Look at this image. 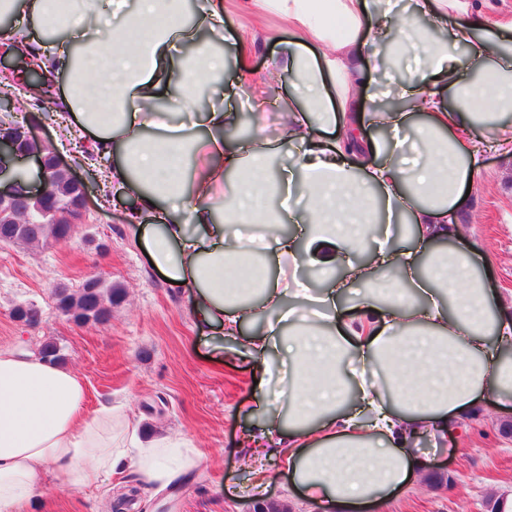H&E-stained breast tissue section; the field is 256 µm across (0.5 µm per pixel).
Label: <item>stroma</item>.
<instances>
[{"instance_id": "stroma-1", "label": "stroma", "mask_w": 512, "mask_h": 512, "mask_svg": "<svg viewBox=\"0 0 512 512\" xmlns=\"http://www.w3.org/2000/svg\"><path fill=\"white\" fill-rule=\"evenodd\" d=\"M225 27L259 35L241 46L224 41L229 81L239 63L264 68L280 49L275 34L287 24L274 15L259 21L234 7ZM15 97L24 115L36 119L38 142L54 145L86 185L90 218L66 241L0 245V347L35 354L43 342L56 341L66 366L86 387L85 416L122 405L141 441L179 437L200 455L188 479L163 489L129 469L76 489L52 467L40 474L29 512H111L121 493L131 497L123 512H247L259 499L285 512H324L299 499L281 473L272 474L264 492L255 491L244 446L245 431L258 422L245 411L260 377L254 361L236 342L217 343L213 329L198 323L190 295L171 288L153 266L128 222L134 200L113 204L101 186L98 162L71 153L67 129L52 116L51 98L36 101L21 89ZM451 230L448 243L478 250L488 288L512 317L511 155L483 153L468 204ZM90 276L125 291L104 324L74 322L53 298L57 283L76 290ZM29 304L41 312L34 326L11 316L16 306ZM415 450L427 457V472L372 512H487V500L512 495V395L480 401L454 421L447 438L420 435ZM440 475L445 483H437ZM229 487L234 495H226Z\"/></svg>"}]
</instances>
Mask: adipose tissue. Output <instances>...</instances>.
I'll use <instances>...</instances> for the list:
<instances>
[{
  "instance_id": "adipose-tissue-1",
  "label": "adipose tissue",
  "mask_w": 512,
  "mask_h": 512,
  "mask_svg": "<svg viewBox=\"0 0 512 512\" xmlns=\"http://www.w3.org/2000/svg\"><path fill=\"white\" fill-rule=\"evenodd\" d=\"M184 2L71 0L63 12L56 0H0V16L18 19L0 34L22 47L52 37L39 65L60 86L68 123L111 158L108 182L137 201L128 220L139 243L190 291L198 320L254 359L262 421L251 442L267 444L304 498L365 512L426 468L410 449L420 433L445 434L481 398L512 393V319L498 315L473 249L432 247L478 167L473 131L512 145L501 123L512 112V39L486 28L468 0H414L397 27L380 0H238L285 18L290 37L266 70L244 66L226 82L213 51L225 40L224 0H201L191 23ZM420 15L448 26L447 37L425 41ZM379 47L414 56L447 93L405 81L399 107L379 106ZM287 72L295 82L280 137L225 142L236 120L225 101L260 99ZM488 100L494 111H480ZM329 128L333 140H317ZM283 151L290 164L263 178ZM270 190L284 200L275 213L263 206ZM398 215L428 254L378 234ZM364 244L369 259L354 260ZM308 265L323 287L298 277ZM395 269L400 292L379 285ZM354 287L364 314L348 321ZM257 320L262 329L249 331ZM84 400L72 370L0 349V512H24L49 466L81 488L128 466L166 486L198 465L197 450L176 441L133 446L121 409L85 417Z\"/></svg>"
}]
</instances>
